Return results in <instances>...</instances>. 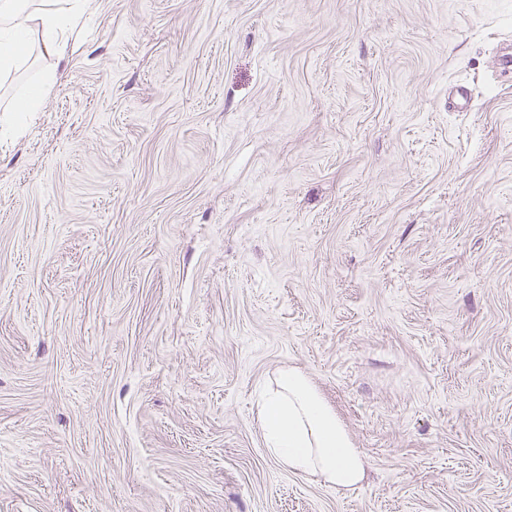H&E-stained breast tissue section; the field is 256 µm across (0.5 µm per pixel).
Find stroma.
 I'll return each instance as SVG.
<instances>
[{
    "mask_svg": "<svg viewBox=\"0 0 512 512\" xmlns=\"http://www.w3.org/2000/svg\"><path fill=\"white\" fill-rule=\"evenodd\" d=\"M59 40L0 77V512H512V0H84ZM291 367L356 487L268 456ZM54 86V78L47 75L38 85L31 88L24 96L16 99L8 108L10 112L27 114L41 109L44 94Z\"/></svg>",
    "mask_w": 512,
    "mask_h": 512,
    "instance_id": "obj_1",
    "label": "stroma"
}]
</instances>
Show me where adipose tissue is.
Listing matches in <instances>:
<instances>
[{
  "label": "adipose tissue",
  "mask_w": 512,
  "mask_h": 512,
  "mask_svg": "<svg viewBox=\"0 0 512 512\" xmlns=\"http://www.w3.org/2000/svg\"><path fill=\"white\" fill-rule=\"evenodd\" d=\"M68 11L43 7L32 0H0V70L14 67L28 48L32 29H39L45 51H57L56 32ZM259 420L268 455L289 472L352 488L365 475V461L335 412L300 371H283L274 391L263 396Z\"/></svg>",
  "instance_id": "obj_1"
}]
</instances>
